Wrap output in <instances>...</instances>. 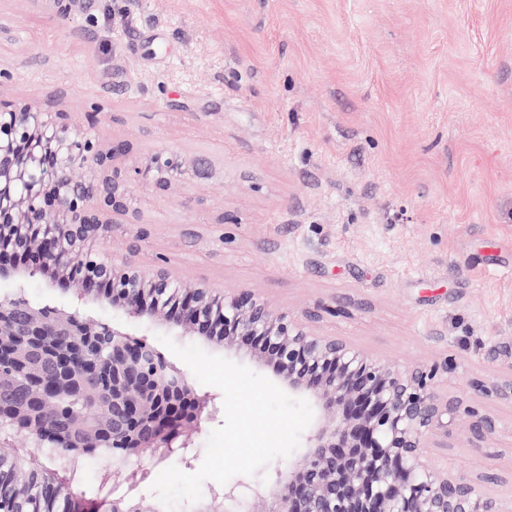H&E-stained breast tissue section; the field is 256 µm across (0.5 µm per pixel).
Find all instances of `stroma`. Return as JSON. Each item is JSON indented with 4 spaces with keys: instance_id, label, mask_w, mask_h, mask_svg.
Segmentation results:
<instances>
[{
    "instance_id": "1",
    "label": "stroma",
    "mask_w": 512,
    "mask_h": 512,
    "mask_svg": "<svg viewBox=\"0 0 512 512\" xmlns=\"http://www.w3.org/2000/svg\"><path fill=\"white\" fill-rule=\"evenodd\" d=\"M0 68V101L125 145L119 169L161 149L212 168L137 184L140 238L118 226L106 255L314 313L396 367L447 364L512 422L490 393L512 368V0H0ZM19 286L158 342L63 284ZM19 286L0 278V298ZM452 442L449 466L512 490V434ZM104 465L72 487L98 512L125 492Z\"/></svg>"
}]
</instances>
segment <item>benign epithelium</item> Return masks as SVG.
Masks as SVG:
<instances>
[{
    "label": "benign epithelium",
    "mask_w": 512,
    "mask_h": 512,
    "mask_svg": "<svg viewBox=\"0 0 512 512\" xmlns=\"http://www.w3.org/2000/svg\"><path fill=\"white\" fill-rule=\"evenodd\" d=\"M115 151L32 101L0 104V277L21 280L38 256L43 276L68 285L77 299L244 350L320 411L299 458L274 464L268 480L246 492L239 484L213 491L196 512H512V494L428 457L430 448L448 450L463 417L477 438L503 430L497 416L442 387L448 367L395 368L316 333L315 313L304 321L251 290L178 283L162 267L105 259L96 277L75 278L84 256L101 252L133 211L136 181L167 192L187 176L212 177L201 161L170 150L122 172L112 166ZM74 398L89 414L73 415ZM213 413L210 395L121 326L77 308L0 300V420L38 443L54 441L60 456L81 461L107 445L125 460L148 450L160 461L178 455L188 464L194 435ZM15 460L10 472H0V491L16 496L39 473L19 448ZM149 477L146 468L105 474V482L127 484L112 512H141L139 488Z\"/></svg>",
    "instance_id": "obj_1"
}]
</instances>
